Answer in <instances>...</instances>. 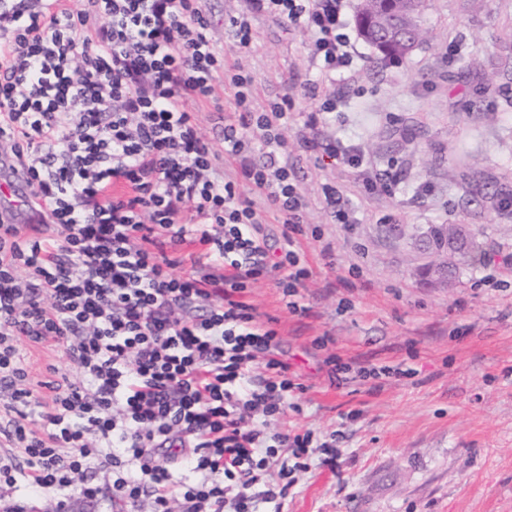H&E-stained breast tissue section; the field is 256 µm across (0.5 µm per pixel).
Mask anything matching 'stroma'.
Instances as JSON below:
<instances>
[{
    "instance_id": "stroma-1",
    "label": "stroma",
    "mask_w": 512,
    "mask_h": 512,
    "mask_svg": "<svg viewBox=\"0 0 512 512\" xmlns=\"http://www.w3.org/2000/svg\"><path fill=\"white\" fill-rule=\"evenodd\" d=\"M429 42L401 60L383 59L348 32L359 56L354 80L330 83L307 55V33L258 12L252 0H204L210 37L228 62L254 77L255 109L291 97L283 130L306 220L320 240L302 239L311 270L301 290L305 313H291L275 283L246 295L278 318L283 349L302 373L303 393L274 426L335 438L336 467L313 455L288 496V512H512V0H424ZM252 17L255 40L238 51L224 16ZM341 111L320 106L333 94ZM318 113L317 130L306 129ZM317 143L303 145L304 138ZM362 144L370 172L390 174L391 193L365 191L333 158L334 140ZM357 209L337 224L324 185ZM393 216L395 228L379 224ZM431 224L469 225L486 255L440 285L420 271L434 257L411 242ZM333 246L332 257L321 253ZM399 363L412 377L331 386L323 359ZM102 489L57 494L0 488L24 512H122L112 477Z\"/></svg>"
}]
</instances>
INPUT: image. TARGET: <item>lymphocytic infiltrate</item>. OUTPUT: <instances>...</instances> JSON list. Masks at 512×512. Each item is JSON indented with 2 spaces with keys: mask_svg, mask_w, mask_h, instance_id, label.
<instances>
[{
  "mask_svg": "<svg viewBox=\"0 0 512 512\" xmlns=\"http://www.w3.org/2000/svg\"><path fill=\"white\" fill-rule=\"evenodd\" d=\"M255 3L311 32L327 80L355 77L348 0ZM209 27L202 0H0V141L47 218L0 223V484L49 494L95 468L127 512H287L310 453L339 456L271 429L304 386L277 318L245 300L269 279L302 309L309 202L282 134L293 102L255 111L252 76ZM189 99L215 104L223 150ZM255 152L263 162L236 173ZM270 220L284 227L276 255ZM33 349L63 353L78 379L32 380ZM325 364L339 386L404 373Z\"/></svg>",
  "mask_w": 512,
  "mask_h": 512,
  "instance_id": "lymphocytic-infiltrate-1",
  "label": "lymphocytic infiltrate"
}]
</instances>
